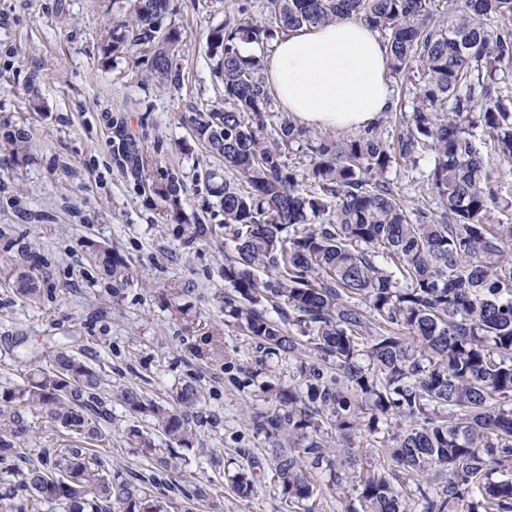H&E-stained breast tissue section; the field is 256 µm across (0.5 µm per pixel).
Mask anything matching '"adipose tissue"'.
I'll return each instance as SVG.
<instances>
[{"mask_svg": "<svg viewBox=\"0 0 512 512\" xmlns=\"http://www.w3.org/2000/svg\"><path fill=\"white\" fill-rule=\"evenodd\" d=\"M387 60L374 31L344 20L279 35L265 75L280 106L300 123L350 131L374 122L389 106Z\"/></svg>", "mask_w": 512, "mask_h": 512, "instance_id": "ef3b65f1", "label": "adipose tissue"}]
</instances>
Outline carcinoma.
Listing matches in <instances>:
<instances>
[{
    "label": "carcinoma",
    "mask_w": 512,
    "mask_h": 512,
    "mask_svg": "<svg viewBox=\"0 0 512 512\" xmlns=\"http://www.w3.org/2000/svg\"><path fill=\"white\" fill-rule=\"evenodd\" d=\"M266 0L281 32L356 19L384 36L390 75L421 72L416 103L397 133L367 130L342 141L310 134L283 115L268 123L272 97L263 59L240 56L236 42L262 41L249 21L212 32L215 75L226 107L199 113L194 131L230 174H207L237 257L224 264V315L238 321L269 359L307 357L299 377L261 388L271 410L252 418L268 440L264 454L229 476L239 497L257 492L262 472L288 512H316L315 478L343 512H512V224L493 216L500 186L469 128L479 124L497 153L512 159V110L503 94L512 69V0ZM169 0H131L132 44L148 45L147 65L179 84L178 37L159 33ZM115 164L143 181L140 142L121 124ZM293 143L311 161L306 187L284 158ZM428 154L427 185L443 210L410 207L384 174ZM148 190L168 199L173 176ZM112 284L129 281L125 260L94 249ZM259 268L278 270L261 280ZM31 304L36 276L12 283ZM105 379L64 347L28 373L24 388L0 389V456L28 441L23 411L44 413L65 443L19 484L63 512H166L152 481L105 468L95 446L110 433L88 415ZM120 397L148 413L169 445L194 440L191 384L176 405L137 387Z\"/></svg>",
    "instance_id": "obj_1"
}]
</instances>
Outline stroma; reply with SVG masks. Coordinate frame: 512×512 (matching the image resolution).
I'll use <instances>...</instances> for the list:
<instances>
[{
  "instance_id": "obj_1",
  "label": "stroma",
  "mask_w": 512,
  "mask_h": 512,
  "mask_svg": "<svg viewBox=\"0 0 512 512\" xmlns=\"http://www.w3.org/2000/svg\"><path fill=\"white\" fill-rule=\"evenodd\" d=\"M263 0H170L162 32L180 35L179 87L159 84L145 49L112 50L113 35L130 22L128 0H0V387L23 384L21 351L45 354L63 345L102 368L110 444L99 454L122 477L153 479L170 512H286L279 493L263 486L237 497L224 475L235 449L263 450L255 414L270 405L242 386L261 357L253 339L224 320V263L234 245L224 238V212L205 174L219 155L196 138L192 120L223 102L208 41L213 30L245 15L262 24ZM140 141L147 174L177 175V200L144 193L112 157L115 122ZM432 165L389 169L414 206L440 213L424 177ZM203 225L185 244L173 229ZM40 264V303L28 305L9 287L27 270L19 246ZM119 253L130 283L113 288L91 247ZM179 302L185 314L171 313ZM197 386L191 448H170L148 414H129L120 392L140 387L173 402L181 385ZM22 454L0 457V471L26 469L57 447L60 431L45 415ZM152 435L155 452L133 445L131 430ZM208 486L197 502L194 485Z\"/></svg>"
}]
</instances>
